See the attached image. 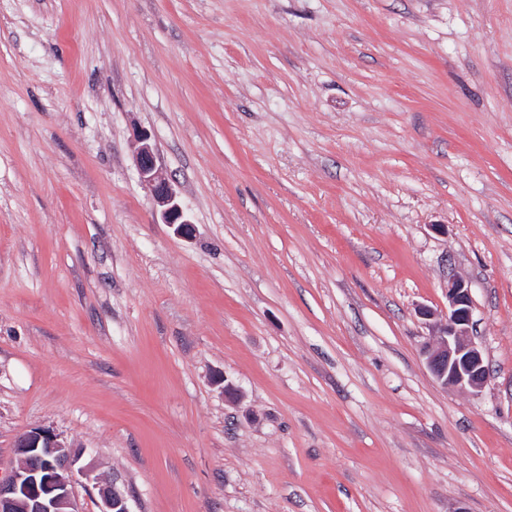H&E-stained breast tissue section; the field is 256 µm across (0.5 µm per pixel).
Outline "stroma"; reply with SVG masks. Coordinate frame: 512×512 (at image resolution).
<instances>
[{
    "instance_id": "obj_1",
    "label": "stroma",
    "mask_w": 512,
    "mask_h": 512,
    "mask_svg": "<svg viewBox=\"0 0 512 512\" xmlns=\"http://www.w3.org/2000/svg\"><path fill=\"white\" fill-rule=\"evenodd\" d=\"M36 427L82 512H512V0H0L1 477ZM150 139L146 132H140L135 139L134 160L140 180L152 195L156 218L172 227L178 236L190 238L194 234V224L184 211L175 186L158 164ZM448 312L431 323L436 344L424 352L431 375L444 388L480 392L491 373L482 350L473 342L474 303L470 285L462 276L448 272L444 286ZM99 512H130L127 498L113 484L99 489Z\"/></svg>"
}]
</instances>
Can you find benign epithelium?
<instances>
[{"label":"benign epithelium","instance_id":"1","mask_svg":"<svg viewBox=\"0 0 512 512\" xmlns=\"http://www.w3.org/2000/svg\"><path fill=\"white\" fill-rule=\"evenodd\" d=\"M135 165L141 182L150 191L155 215L175 234L189 238L194 224L184 211L173 183L158 164L150 135L135 139ZM448 312L437 321L429 309L420 314L431 323L436 344L425 350L431 375L444 388L477 393L490 381L491 373L482 350L473 342L474 303L470 285L462 276L448 272ZM17 464L10 477L0 480V512H81L73 494L78 453L50 428H35L14 442ZM99 512H130L127 498L115 486L99 489Z\"/></svg>","mask_w":512,"mask_h":512}]
</instances>
